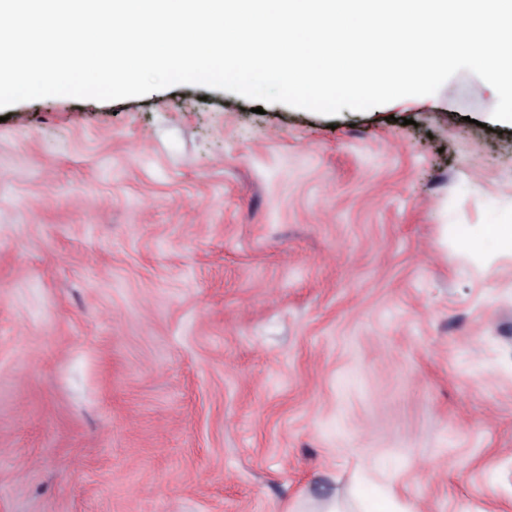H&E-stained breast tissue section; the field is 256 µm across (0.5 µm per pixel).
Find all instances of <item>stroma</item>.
Here are the masks:
<instances>
[{"label": "stroma", "instance_id": "35a3bbf8", "mask_svg": "<svg viewBox=\"0 0 512 512\" xmlns=\"http://www.w3.org/2000/svg\"><path fill=\"white\" fill-rule=\"evenodd\" d=\"M177 85L0 122V512H512V126ZM478 230L462 229L463 243L472 250H481L487 245L496 249L497 257H512V224H483Z\"/></svg>", "mask_w": 512, "mask_h": 512}]
</instances>
